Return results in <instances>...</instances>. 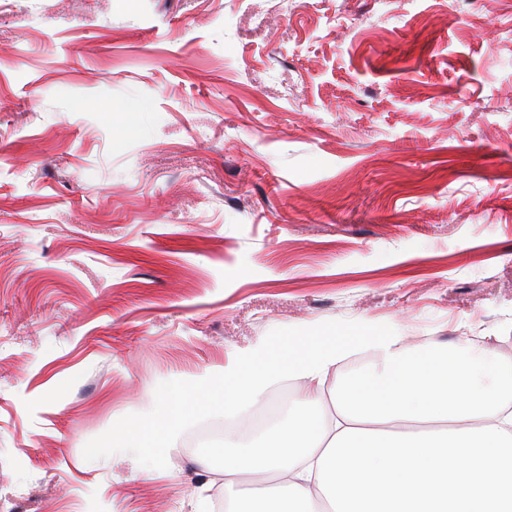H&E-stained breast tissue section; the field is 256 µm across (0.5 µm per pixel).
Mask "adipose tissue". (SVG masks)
<instances>
[{
	"mask_svg": "<svg viewBox=\"0 0 512 512\" xmlns=\"http://www.w3.org/2000/svg\"><path fill=\"white\" fill-rule=\"evenodd\" d=\"M287 381L308 392L287 419L246 443L224 434V512H512V368L485 342L414 352L392 328L258 345L225 367L221 398L165 388L153 420L113 438L145 454L203 409L242 418Z\"/></svg>",
	"mask_w": 512,
	"mask_h": 512,
	"instance_id": "ef3b65f1",
	"label": "adipose tissue"
}]
</instances>
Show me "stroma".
I'll return each instance as SVG.
<instances>
[{
    "label": "stroma",
    "instance_id": "35a3bbf8",
    "mask_svg": "<svg viewBox=\"0 0 512 512\" xmlns=\"http://www.w3.org/2000/svg\"><path fill=\"white\" fill-rule=\"evenodd\" d=\"M391 325L512 365V0H0V512H215L114 427Z\"/></svg>",
    "mask_w": 512,
    "mask_h": 512
}]
</instances>
